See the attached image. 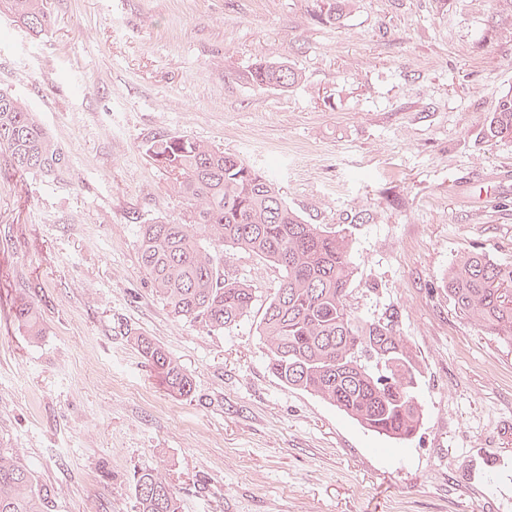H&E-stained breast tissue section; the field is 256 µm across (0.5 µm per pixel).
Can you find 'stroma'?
Segmentation results:
<instances>
[{
	"label": "stroma",
	"mask_w": 512,
	"mask_h": 512,
	"mask_svg": "<svg viewBox=\"0 0 512 512\" xmlns=\"http://www.w3.org/2000/svg\"><path fill=\"white\" fill-rule=\"evenodd\" d=\"M30 37L0 16V87L68 152L64 178L0 155V447L45 512H135L152 467L182 512H512V344L442 286L461 252L512 262V140L482 126L512 91L497 0H47ZM284 61L287 90L249 71ZM186 135L273 172L305 220L352 240L351 302L397 313L422 373L419 431L363 429L267 368L261 309L210 333L175 319L140 265L138 227L175 218L153 137ZM225 273L270 296L279 273L239 251ZM44 333L15 319L19 299ZM193 380L171 394L136 336ZM249 74L251 83L258 89H289L302 81V74L286 62L259 63ZM15 317L31 339L38 340L42 336L43 328L32 303L21 299L15 307Z\"/></svg>",
	"instance_id": "obj_1"
}]
</instances>
